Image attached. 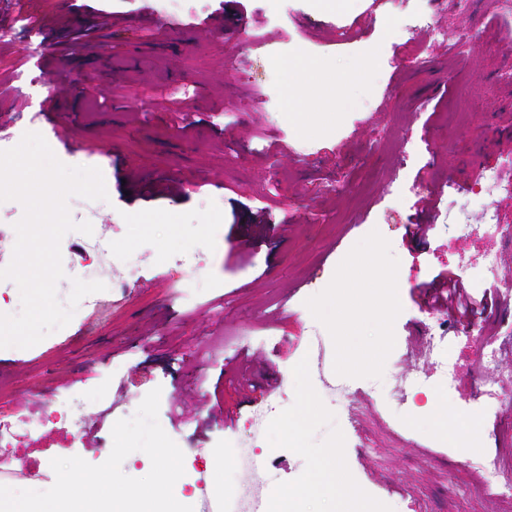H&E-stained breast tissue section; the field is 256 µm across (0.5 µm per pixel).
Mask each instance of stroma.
Returning <instances> with one entry per match:
<instances>
[{"instance_id": "obj_1", "label": "stroma", "mask_w": 512, "mask_h": 512, "mask_svg": "<svg viewBox=\"0 0 512 512\" xmlns=\"http://www.w3.org/2000/svg\"><path fill=\"white\" fill-rule=\"evenodd\" d=\"M194 16L209 23L186 46L153 51L157 22ZM1 23L13 33L0 42V140L36 130L62 163L100 168L108 193L92 209L70 198L73 220L97 234L61 241L62 255L93 261L106 285L97 303L31 348L0 349V422H32L8 450L16 470L51 480L56 457L102 464L114 423L157 388L194 512L213 458L262 433L261 471L236 484L247 502L289 488L298 512H512L448 444L473 416L483 452L512 462V405L479 412L467 375L451 388L434 381L400 412L376 391L421 360L425 284L449 272L482 297L498 278L459 259L489 247L512 274V238L467 239L448 221L453 204L472 221L490 208L512 225V195L478 187L512 160V136H493L512 127V16L499 0H0ZM32 24L54 70L22 96L13 84ZM91 25L94 38L67 54ZM280 57L300 67L304 102L291 104ZM359 62L370 77L348 83ZM71 97L84 128L59 139ZM41 104L52 125L16 122ZM176 108L189 134L175 130ZM170 184L179 194L165 193ZM436 185L420 244L418 203ZM361 250L396 276L398 294L386 302L368 282L362 303L337 312ZM129 253L140 258L133 275L117 262ZM441 321L460 367L477 359L480 334L500 337V365L512 369V300L466 327ZM246 362L252 388L237 379ZM340 385L354 415L326 404ZM81 392L93 399L81 426L47 417Z\"/></svg>"}]
</instances>
